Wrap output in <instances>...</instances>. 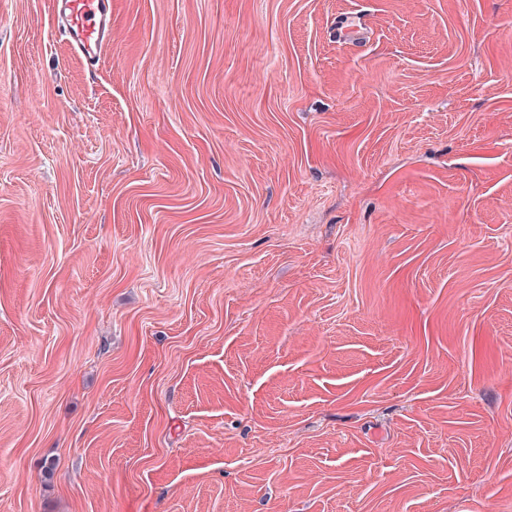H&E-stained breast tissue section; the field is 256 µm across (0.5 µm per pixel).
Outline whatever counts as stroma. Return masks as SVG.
Returning a JSON list of instances; mask_svg holds the SVG:
<instances>
[{
  "mask_svg": "<svg viewBox=\"0 0 512 512\" xmlns=\"http://www.w3.org/2000/svg\"><path fill=\"white\" fill-rule=\"evenodd\" d=\"M0 512H512V0H0ZM59 32L85 69H99L112 44V0H54ZM368 28L361 17H346L336 21L337 41L361 44L368 39Z\"/></svg>",
  "mask_w": 512,
  "mask_h": 512,
  "instance_id": "stroma-1",
  "label": "stroma"
}]
</instances>
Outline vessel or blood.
Segmentation results:
<instances>
[{
    "mask_svg": "<svg viewBox=\"0 0 512 512\" xmlns=\"http://www.w3.org/2000/svg\"><path fill=\"white\" fill-rule=\"evenodd\" d=\"M53 13L74 55L88 72L101 66L112 43V0H53ZM368 28L362 18L346 17L336 23L337 41L363 43Z\"/></svg>",
    "mask_w": 512,
    "mask_h": 512,
    "instance_id": "b4317fda",
    "label": "vessel or blood"
}]
</instances>
